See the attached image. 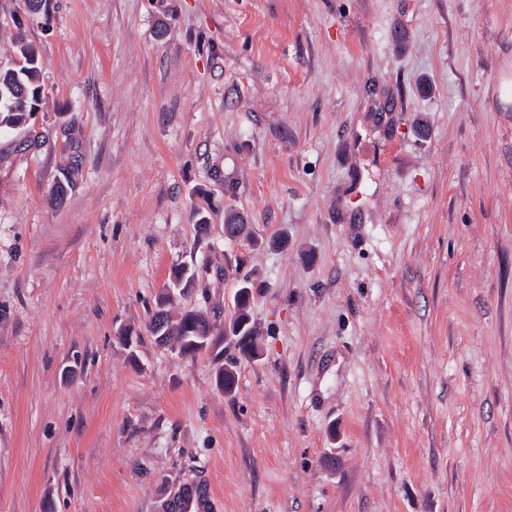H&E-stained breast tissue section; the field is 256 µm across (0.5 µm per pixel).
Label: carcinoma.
I'll use <instances>...</instances> for the list:
<instances>
[{
  "label": "carcinoma",
  "mask_w": 512,
  "mask_h": 512,
  "mask_svg": "<svg viewBox=\"0 0 512 512\" xmlns=\"http://www.w3.org/2000/svg\"><path fill=\"white\" fill-rule=\"evenodd\" d=\"M13 49L19 61L13 66L0 69V129L24 128L32 112L39 108L42 94L38 52L35 47L19 38ZM78 169L69 170L64 179L53 187L56 199L62 201L74 186ZM251 289L241 285L235 294L236 316L221 335L227 345L238 350L248 360L260 356L253 323L247 306ZM172 303V295L164 293L156 301L149 320V330L155 341L168 345L185 357H194L202 352L214 351V323L200 310H189L175 319L168 314L167 306Z\"/></svg>",
  "instance_id": "1"
}]
</instances>
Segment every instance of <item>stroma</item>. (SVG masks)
<instances>
[{
    "instance_id": "stroma-1",
    "label": "stroma",
    "mask_w": 512,
    "mask_h": 512,
    "mask_svg": "<svg viewBox=\"0 0 512 512\" xmlns=\"http://www.w3.org/2000/svg\"><path fill=\"white\" fill-rule=\"evenodd\" d=\"M19 36L0 512H512V0H0ZM179 265L221 326L254 284L232 392L147 330ZM13 49L19 58L14 65L0 67V129L24 128L32 112L39 108L42 94L38 52L23 38Z\"/></svg>"
}]
</instances>
